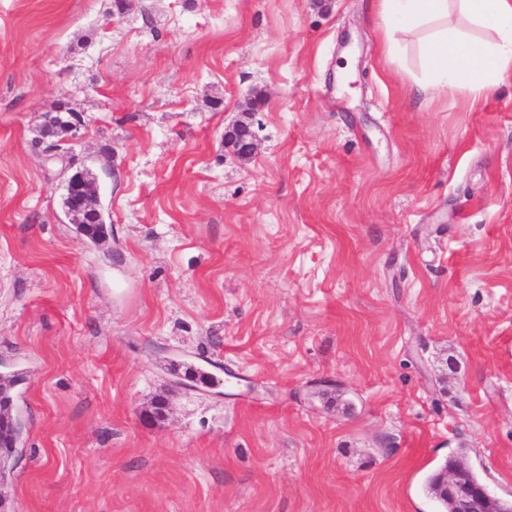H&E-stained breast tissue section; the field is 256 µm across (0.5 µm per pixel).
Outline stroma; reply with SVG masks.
I'll return each instance as SVG.
<instances>
[{
  "label": "stroma",
  "mask_w": 512,
  "mask_h": 512,
  "mask_svg": "<svg viewBox=\"0 0 512 512\" xmlns=\"http://www.w3.org/2000/svg\"><path fill=\"white\" fill-rule=\"evenodd\" d=\"M383 26L0 0V370L27 374L0 512H436L460 447L512 497V82L432 89ZM60 104L87 123L61 162ZM85 169L96 245L62 203ZM191 365L222 395L172 385Z\"/></svg>",
  "instance_id": "obj_1"
}]
</instances>
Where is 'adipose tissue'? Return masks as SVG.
Here are the masks:
<instances>
[{
    "label": "adipose tissue",
    "instance_id": "1",
    "mask_svg": "<svg viewBox=\"0 0 512 512\" xmlns=\"http://www.w3.org/2000/svg\"><path fill=\"white\" fill-rule=\"evenodd\" d=\"M462 2L469 16L489 30V39L475 42L449 32L448 0H377V9L389 19L382 52L394 57L400 47L397 33L424 29L422 51L436 87L466 88L478 97L512 78V0Z\"/></svg>",
    "mask_w": 512,
    "mask_h": 512
}]
</instances>
